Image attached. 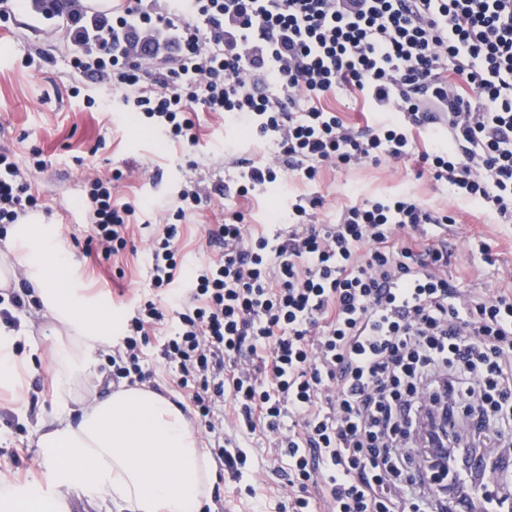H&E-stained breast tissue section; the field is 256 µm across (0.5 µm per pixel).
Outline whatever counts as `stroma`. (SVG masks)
Here are the masks:
<instances>
[{"mask_svg": "<svg viewBox=\"0 0 512 512\" xmlns=\"http://www.w3.org/2000/svg\"><path fill=\"white\" fill-rule=\"evenodd\" d=\"M75 54L72 31L37 17L28 0H20L9 21L0 22V148L20 162L40 150L45 167L30 179L41 215L57 224L72 260L73 277L82 291L105 300L120 318H128L146 284L147 248L155 224L175 206L177 191L186 179L209 187L224 181L233 170L231 158L258 159L271 155L272 145L252 141L225 124L222 115H199V144L182 151L152 132L140 115L102 109L103 98L119 100L118 90L95 84L71 67ZM95 106H88V99ZM122 169L124 178L114 192L120 201L137 206L128 250L111 260L86 255L87 226L82 209L85 177L94 171ZM405 190L425 206L450 212L455 223L435 229L436 242L447 243L458 254L448 267L450 280L475 289L502 287V271L512 269V223H494L481 207L452 196L445 186L421 173L418 160L359 164L320 173L315 182L290 181L289 195L266 186L244 197L213 199L183 221L180 247L188 265L207 258L205 228L224 221L228 208L243 211L247 223L275 224L287 212L291 199L320 197L316 222L332 221L339 209L365 198ZM485 241L489 258L467 251L469 242ZM32 322L31 342L21 345L22 358H33L26 373L25 404L0 390V476L18 484L44 480V468L35 447L38 417L54 401V358L43 335L44 317L33 308L17 314ZM272 455L262 435H255L239 480L216 475L213 490L223 512H256L259 505L283 501L279 480L266 461Z\"/></svg>", "mask_w": 512, "mask_h": 512, "instance_id": "stroma-1", "label": "stroma"}]
</instances>
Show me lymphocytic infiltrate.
I'll return each instance as SVG.
<instances>
[{
	"label": "lymphocytic infiltrate",
	"instance_id": "1",
	"mask_svg": "<svg viewBox=\"0 0 512 512\" xmlns=\"http://www.w3.org/2000/svg\"><path fill=\"white\" fill-rule=\"evenodd\" d=\"M163 38L147 72L116 47ZM116 43L72 57L73 68L119 89L165 139L192 148L195 114H222L277 148L273 163L237 159V196L314 181L319 169L412 157L413 129L433 132L421 156L431 178L460 199L512 222V0H128L113 13ZM359 96L383 120L356 128L323 99ZM0 150V224L38 200L30 169ZM121 170L85 181L88 245L123 252L135 207L112 192ZM189 179L148 251L149 297L112 346V381L150 374L142 348L168 325L157 351L190 402L210 454L242 475L240 441L262 433L276 454L291 512H471L512 505V477L416 466L422 444L462 431L486 439L478 458L512 456V297L448 278L447 246L416 249L453 215L409 192L366 199L314 223L320 198L294 203L288 233L249 228L233 211L206 231L215 254L196 267L180 253L187 212L223 195Z\"/></svg>",
	"mask_w": 512,
	"mask_h": 512
}]
</instances>
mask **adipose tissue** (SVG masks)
Returning a JSON list of instances; mask_svg holds the SVG:
<instances>
[{"label": "adipose tissue", "instance_id": "obj_1", "mask_svg": "<svg viewBox=\"0 0 512 512\" xmlns=\"http://www.w3.org/2000/svg\"><path fill=\"white\" fill-rule=\"evenodd\" d=\"M10 254H0V282L23 271L51 320L54 406L38 425L36 445L46 483L0 479V503L25 501L42 512L73 489L119 512H203L213 464L198 446L182 410L161 391L119 389L85 408L70 405L74 381L97 374L119 322L111 305L79 293L55 225L23 218L8 230ZM25 329L0 326V388L22 396L18 358Z\"/></svg>", "mask_w": 512, "mask_h": 512}]
</instances>
